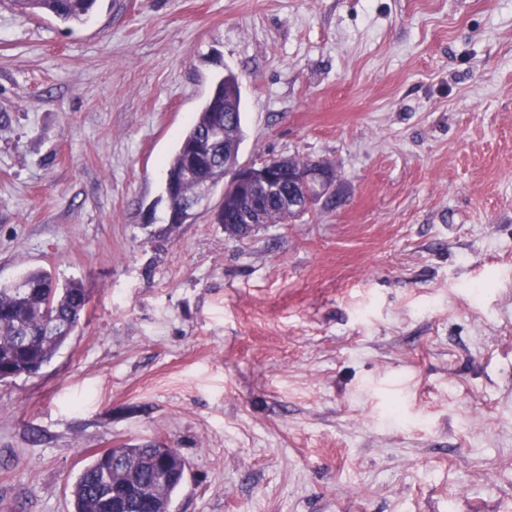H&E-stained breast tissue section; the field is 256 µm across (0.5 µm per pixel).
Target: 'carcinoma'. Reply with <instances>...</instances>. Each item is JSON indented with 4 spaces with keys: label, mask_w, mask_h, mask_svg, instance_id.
Instances as JSON below:
<instances>
[{
    "label": "carcinoma",
    "mask_w": 512,
    "mask_h": 512,
    "mask_svg": "<svg viewBox=\"0 0 512 512\" xmlns=\"http://www.w3.org/2000/svg\"><path fill=\"white\" fill-rule=\"evenodd\" d=\"M24 16L48 15L66 25L86 22L97 0H7ZM224 115L205 100L167 164L179 171L190 146L211 142V163L224 165ZM90 302L79 281L60 287L51 274L37 269L17 281L0 285V365L13 378L33 376L49 364L81 324ZM152 444H123L93 455L80 471L72 490L74 512H112V484L126 483L133 491L124 512H158L170 508L181 487L186 462L179 451L158 461Z\"/></svg>",
    "instance_id": "1"
}]
</instances>
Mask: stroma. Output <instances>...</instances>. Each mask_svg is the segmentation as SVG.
I'll return each instance as SVG.
<instances>
[{"mask_svg":"<svg viewBox=\"0 0 512 512\" xmlns=\"http://www.w3.org/2000/svg\"><path fill=\"white\" fill-rule=\"evenodd\" d=\"M229 72L241 162L335 195L168 229ZM34 268L90 303L0 382V512H73L92 454L161 442L171 512H512V0H0V285ZM24 16L48 15L66 25L86 22L97 0H7Z\"/></svg>","mask_w":512,"mask_h":512,"instance_id":"35a3bbf8","label":"stroma"}]
</instances>
